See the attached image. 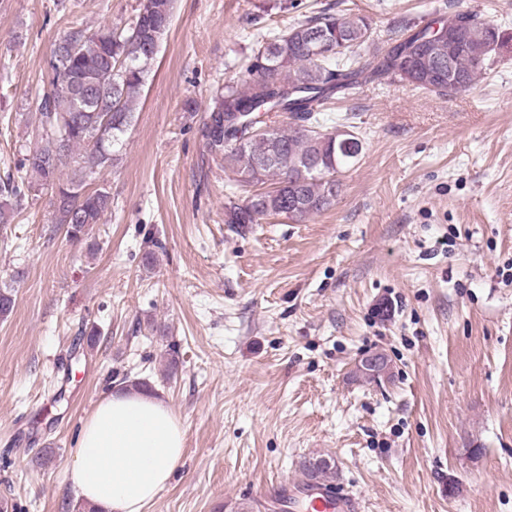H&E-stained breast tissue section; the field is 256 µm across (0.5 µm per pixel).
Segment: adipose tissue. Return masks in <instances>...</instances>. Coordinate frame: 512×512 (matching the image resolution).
Here are the masks:
<instances>
[{"mask_svg":"<svg viewBox=\"0 0 512 512\" xmlns=\"http://www.w3.org/2000/svg\"><path fill=\"white\" fill-rule=\"evenodd\" d=\"M184 444V426L162 397L117 389L84 423L68 480L95 512H146Z\"/></svg>","mask_w":512,"mask_h":512,"instance_id":"ef3b65f1","label":"adipose tissue"}]
</instances>
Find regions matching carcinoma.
<instances>
[{
	"mask_svg": "<svg viewBox=\"0 0 512 512\" xmlns=\"http://www.w3.org/2000/svg\"><path fill=\"white\" fill-rule=\"evenodd\" d=\"M154 13L137 12L130 26L103 25L94 31L72 27L55 42L52 56L67 60V73L51 68V89L37 113L38 141L26 162L43 189L58 194L54 223L75 234L100 223L111 209L104 188L89 189L100 170L112 164V148L134 119L136 100L157 53L151 38L158 24L170 25L172 0H150ZM460 31L459 45L439 59L442 75L420 80L401 60L426 53L416 41L435 30ZM502 29L477 12L448 20L408 21L389 34L382 46L368 19L360 14L325 9L285 29L270 30L256 40L252 61L237 79L224 84L206 112L201 134L209 153L224 158L234 181L255 186L247 197L229 196L224 223L260 224L269 216L298 219L320 213L336 201L337 174L361 153L360 139L350 132L323 128L320 113L335 95L348 94L368 80L392 82L447 97L472 87L492 66ZM96 91L110 89L112 118L82 112L64 91V76ZM274 113L285 126L267 123ZM0 196L21 204L24 194L13 177L0 185ZM306 485L333 487L335 462L309 457L301 464Z\"/></svg>",
	"mask_w": 512,
	"mask_h": 512,
	"instance_id": "cac0c4a2",
	"label": "carcinoma"
}]
</instances>
